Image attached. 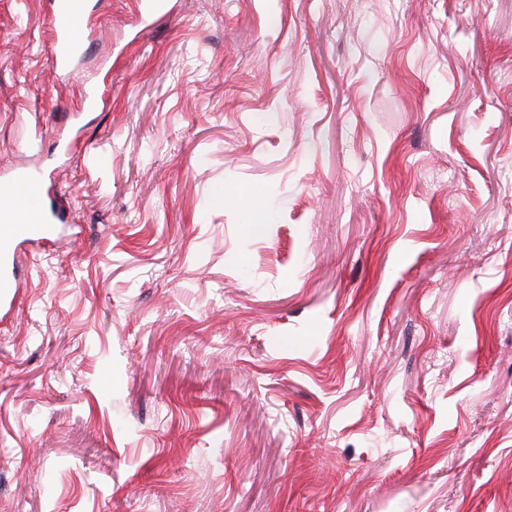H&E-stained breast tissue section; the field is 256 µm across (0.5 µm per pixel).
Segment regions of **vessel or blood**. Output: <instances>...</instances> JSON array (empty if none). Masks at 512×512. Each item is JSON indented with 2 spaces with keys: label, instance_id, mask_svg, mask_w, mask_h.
Here are the masks:
<instances>
[{
  "label": "vessel or blood",
  "instance_id": "obj_1",
  "mask_svg": "<svg viewBox=\"0 0 512 512\" xmlns=\"http://www.w3.org/2000/svg\"><path fill=\"white\" fill-rule=\"evenodd\" d=\"M49 17L52 24L53 65L59 75H70L82 54L83 35L92 34L96 27V11L72 16L70 0H51ZM53 187L41 173L14 171L9 180L0 182V210L13 213L24 209L23 222L0 224V306L13 307L20 288L16 274L15 253L19 247L39 249L50 243L55 225L68 222L70 214L61 206L46 209L39 205L40 197L51 194Z\"/></svg>",
  "mask_w": 512,
  "mask_h": 512
}]
</instances>
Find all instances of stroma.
Here are the masks:
<instances>
[{
	"mask_svg": "<svg viewBox=\"0 0 512 512\" xmlns=\"http://www.w3.org/2000/svg\"><path fill=\"white\" fill-rule=\"evenodd\" d=\"M166 2L0 0V512H512V0ZM51 10L48 13L52 24V57L56 72L62 76H69L74 70L76 61L82 54L84 38L89 37L97 23V10L99 1L87 13H81L77 21L71 17L80 13V1L51 0ZM71 6V8H70ZM84 32L82 40L77 32ZM54 190L42 173L16 170L9 180L0 183V208L8 215L22 208L27 213L25 221L14 219L0 224V306L12 308L18 297L20 281L16 274L15 253L19 247L40 249L51 242L53 224L67 223L69 211L61 206L46 209L39 206L40 195H50Z\"/></svg>",
	"mask_w": 512,
	"mask_h": 512,
	"instance_id": "35a3bbf8",
	"label": "stroma"
}]
</instances>
